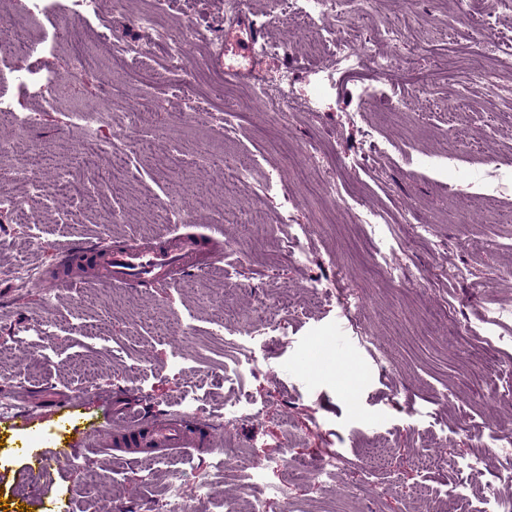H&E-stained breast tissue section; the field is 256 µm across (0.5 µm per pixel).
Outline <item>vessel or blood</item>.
<instances>
[{
    "label": "vessel or blood",
    "instance_id": "1",
    "mask_svg": "<svg viewBox=\"0 0 512 512\" xmlns=\"http://www.w3.org/2000/svg\"><path fill=\"white\" fill-rule=\"evenodd\" d=\"M264 36L262 25L249 20H238L225 26L224 39L234 52V60L218 55V63L230 76L246 74V61L254 57L253 46ZM224 244L207 243L189 236L159 244L130 242L120 247L108 244H72L61 250L60 262L55 272L36 280L39 288H59L71 280L73 258H82L87 267L95 270L100 279L122 282L134 287L145 281L159 285L171 284L200 269L203 257L222 258ZM333 360L346 373H353L357 358L353 352L343 351L339 335L324 337L316 351L304 354L300 363L305 372H318L323 359ZM223 429L214 424H200L195 418L181 415L152 416L146 419L128 415L124 408H107L103 422L90 428L85 438L102 447L117 451L131 448H160L172 453L187 448L216 447Z\"/></svg>",
    "mask_w": 512,
    "mask_h": 512
}]
</instances>
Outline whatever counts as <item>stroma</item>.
Listing matches in <instances>:
<instances>
[{
	"label": "stroma",
	"instance_id": "obj_1",
	"mask_svg": "<svg viewBox=\"0 0 512 512\" xmlns=\"http://www.w3.org/2000/svg\"><path fill=\"white\" fill-rule=\"evenodd\" d=\"M5 11L25 18L30 41L41 51L18 60L0 53V91L14 112L32 115L28 139L0 166L17 167L32 146L53 153L46 180L65 178L68 197L40 202L46 220L29 228L23 217L0 213V265L22 262L42 269L56 265L61 246L81 242H154L183 233L221 237L230 250L224 259L167 286L138 287L76 279L44 293L16 287L0 274V397L26 406L30 421L20 430L0 427V512H49L55 498H73V512H159L166 484L164 470H149L132 455L89 445L82 436L100 422L109 400L132 414H178L179 398L192 388L201 398L197 415L223 424V442L237 451L232 470L216 466V453L193 448L169 457L168 464L189 477L186 512H248L240 494L253 461L287 452L289 461L340 455L334 477L296 483L288 499L278 498L281 474L253 485L265 512H421L414 494L439 487L441 468L414 466L417 452L465 455L480 448L499 424L512 423V399L494 408L478 397L479 383L463 388L457 364L484 350L482 336L468 332L486 306H512V222L494 223L478 209L464 208L482 193L481 173L499 169L512 178V103L487 88L477 67L494 68L484 56L498 42H512V12L493 15L475 38L463 0H371L366 10L348 7L344 23L328 16L322 29L306 28L287 15L284 0H243V12L261 22L274 51L256 58L251 74L225 75L208 50L224 0H179L166 11L155 0H105L103 19L70 13L68 0H53L43 14L29 13L27 0H5ZM153 15V28L142 26ZM192 16L200 37L183 41L180 21ZM85 30L95 59L84 76L73 74L70 49L55 39L59 18ZM109 26L111 38L101 34ZM402 34L396 68L379 74L371 60L338 75L324 112L304 111L299 101L312 90L311 67L329 66L330 56L311 57L310 39L329 29L360 42L379 40L385 27ZM127 44H146L149 56L137 59L140 82L113 70L112 53ZM164 44L176 46L179 68L164 82L147 73L169 64ZM284 67L298 76L292 98H284L274 75ZM60 78L65 85L53 106L39 96L41 84ZM427 79L418 92L414 78ZM223 81L224 97L212 86ZM372 85L376 105L358 109L355 92ZM464 100L466 110L456 139L448 137V104ZM155 113L141 138L150 152L128 154L122 183L99 191L98 167L73 159L71 146L81 131L71 121L83 109L110 112L113 126L126 119L130 102ZM229 114L234 126L225 135L220 123L203 121L191 105ZM249 157L246 182L228 188L212 165L214 154ZM336 172L328 181V172ZM201 182L207 202L181 222L167 224L151 209L179 180ZM99 192L96 210L77 212L78 199ZM383 213L397 257L406 262L404 283L387 284L377 274L378 245L361 211ZM242 221L228 224L227 212ZM119 214L108 224L104 215ZM425 226L416 238L417 226ZM35 234L37 248L25 238ZM297 235L310 248L307 265H298L285 245ZM464 279L448 278L451 269ZM348 271L346 284L356 305L343 309L334 296L309 300L307 285ZM160 312L177 328L175 338L160 335L144 321V311ZM279 323L286 339H271L264 360L239 390L257 402L258 416L224 419L229 386L222 376L238 355L236 341L251 331L249 312ZM50 319L54 333L36 335L32 327ZM223 321L224 335L210 331ZM343 327L361 363L353 394L336 381L335 366L312 380L296 368L299 353L321 336ZM76 398L80 417L66 438L73 462L51 468L40 484L29 483L19 446L48 456L54 447L56 405ZM388 448L384 465L370 463L363 443ZM207 483L210 496L199 500Z\"/></svg>",
	"mask_w": 512,
	"mask_h": 512
}]
</instances>
